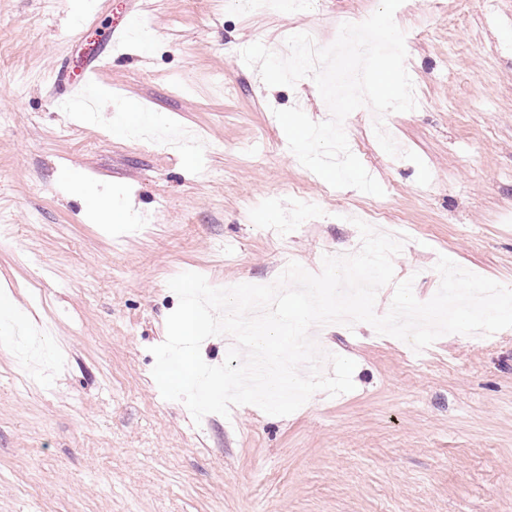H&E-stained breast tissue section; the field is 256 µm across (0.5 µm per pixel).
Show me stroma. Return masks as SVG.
<instances>
[{
	"instance_id": "35a3bbf8",
	"label": "stroma",
	"mask_w": 512,
	"mask_h": 512,
	"mask_svg": "<svg viewBox=\"0 0 512 512\" xmlns=\"http://www.w3.org/2000/svg\"><path fill=\"white\" fill-rule=\"evenodd\" d=\"M379 0H308L242 15L233 0H0V295L50 323L43 371L23 337L0 341V512H512V328L446 334L422 351L373 330L316 325L355 361L354 390L287 416L234 405L194 422L162 398L152 346L178 305L167 282L268 284L293 260L313 274L351 253L375 204L406 242L393 264L428 301L439 256L512 288V0H404L412 112L383 118L415 164L387 155L369 107L348 140L384 190L335 189L290 151L274 112L324 119L315 82L267 87L225 44L276 50L287 31L337 36ZM138 18L104 66L98 119L59 101L50 71L80 73L112 25ZM192 133L193 159L116 134L126 101ZM118 198L131 221L96 223L71 180ZM303 185L296 195L295 185Z\"/></svg>"
}]
</instances>
